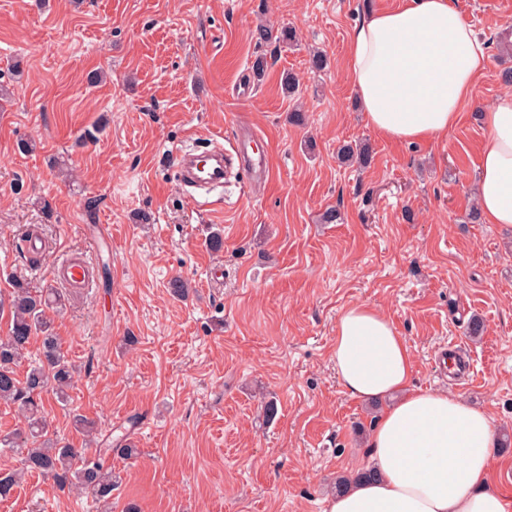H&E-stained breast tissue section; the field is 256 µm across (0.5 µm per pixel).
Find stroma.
Here are the masks:
<instances>
[{
	"label": "stroma",
	"instance_id": "1",
	"mask_svg": "<svg viewBox=\"0 0 512 512\" xmlns=\"http://www.w3.org/2000/svg\"><path fill=\"white\" fill-rule=\"evenodd\" d=\"M400 3L0 0V293L17 277L63 295L47 315L77 372L68 405L45 394L43 416L49 438L86 456L137 448L108 458L120 477L109 512H328L338 480L364 469L386 406L336 377V321L356 304L405 339L412 388L461 395L512 435V226L474 215L483 114L512 91V0H453L488 66L460 123L429 144L371 130L346 73L354 27ZM262 25L296 40L256 46ZM250 134L269 142L267 179L198 207L174 177L175 150ZM355 142L367 167L339 156ZM330 208L340 223H323ZM215 230L217 254L205 245ZM33 233L36 262L20 249ZM85 254L94 280L65 291L55 266ZM175 278L187 298L171 295ZM100 510L35 474L0 501V512Z\"/></svg>",
	"mask_w": 512,
	"mask_h": 512
}]
</instances>
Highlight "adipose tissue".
<instances>
[{
  "instance_id": "ef3b65f1",
  "label": "adipose tissue",
  "mask_w": 512,
  "mask_h": 512,
  "mask_svg": "<svg viewBox=\"0 0 512 512\" xmlns=\"http://www.w3.org/2000/svg\"><path fill=\"white\" fill-rule=\"evenodd\" d=\"M347 68L377 134L430 142L457 125L487 58L452 0H405L355 28ZM484 125L476 205L486 223L512 225V92L485 112ZM332 360L349 396L390 403L369 438L375 479L356 481L329 512H512L490 477L488 415L448 390H411V351L384 315L366 305L344 310Z\"/></svg>"
}]
</instances>
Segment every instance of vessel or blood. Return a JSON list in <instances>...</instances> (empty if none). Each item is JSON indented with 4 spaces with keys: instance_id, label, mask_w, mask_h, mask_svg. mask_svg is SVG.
<instances>
[{
    "instance_id": "1",
    "label": "vessel or blood",
    "mask_w": 512,
    "mask_h": 512,
    "mask_svg": "<svg viewBox=\"0 0 512 512\" xmlns=\"http://www.w3.org/2000/svg\"><path fill=\"white\" fill-rule=\"evenodd\" d=\"M176 167L186 183L210 188L223 185L225 173L237 172L244 183L250 184L266 177L269 170V151L260 146L254 136H241L229 146H217L206 152L204 163H197L190 152L180 153ZM92 263L85 258L68 259L57 265L54 274L71 291H79L90 283Z\"/></svg>"
}]
</instances>
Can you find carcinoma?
Masks as SVG:
<instances>
[{
    "mask_svg": "<svg viewBox=\"0 0 512 512\" xmlns=\"http://www.w3.org/2000/svg\"><path fill=\"white\" fill-rule=\"evenodd\" d=\"M341 155L360 165L369 162V152L362 146L345 145ZM56 301L51 293L33 289L20 280L15 281L8 300L0 298V309L6 304L10 311L8 332L0 337V401L18 405L27 420L26 429L6 436L3 442L25 450V473H39L60 489L78 488L106 502L112 498L117 482L112 466L100 457L81 458L68 445L39 442L46 432L40 415L41 394L51 390L64 403L73 378L72 365L46 316V310ZM34 341L39 343L38 362L20 378L17 367ZM19 481L16 473H1L0 500L8 498Z\"/></svg>",
    "mask_w": 512,
    "mask_h": 512,
    "instance_id": "1",
    "label": "carcinoma"
}]
</instances>
